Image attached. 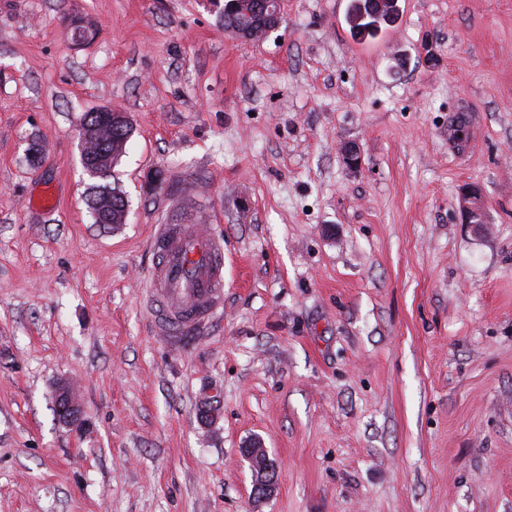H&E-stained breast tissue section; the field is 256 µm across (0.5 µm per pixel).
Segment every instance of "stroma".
Returning <instances> with one entry per match:
<instances>
[{
  "mask_svg": "<svg viewBox=\"0 0 512 512\" xmlns=\"http://www.w3.org/2000/svg\"><path fill=\"white\" fill-rule=\"evenodd\" d=\"M348 4L250 42L211 0H0V512H512V0H398L364 42ZM103 106L133 127L107 227ZM154 224L224 240L188 350L141 297ZM90 189L92 192L87 198V206L94 223L99 224V212L104 211L112 215V224H122L125 206L123 192L118 187L111 188L107 184H93ZM461 210L467 223L472 222L474 218H477V222L470 224H484L485 215L483 211V204L481 196L477 188H469L463 195ZM55 402L60 407L61 413L65 416L62 420L73 421L77 417L79 406L72 387L68 385L60 387L56 391ZM241 456L249 463L250 469L257 476L259 471L261 479L253 483L252 494L254 498L262 499L270 496L275 489L278 477V466L269 457L259 439L253 440L246 448H241ZM265 475V477H263Z\"/></svg>",
  "mask_w": 512,
  "mask_h": 512,
  "instance_id": "obj_1",
  "label": "stroma"
}]
</instances>
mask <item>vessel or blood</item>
<instances>
[{
  "label": "vessel or blood",
  "mask_w": 512,
  "mask_h": 512,
  "mask_svg": "<svg viewBox=\"0 0 512 512\" xmlns=\"http://www.w3.org/2000/svg\"><path fill=\"white\" fill-rule=\"evenodd\" d=\"M147 302L158 335L199 339L224 307V241L204 224L156 225Z\"/></svg>",
  "instance_id": "b4317fda"
}]
</instances>
